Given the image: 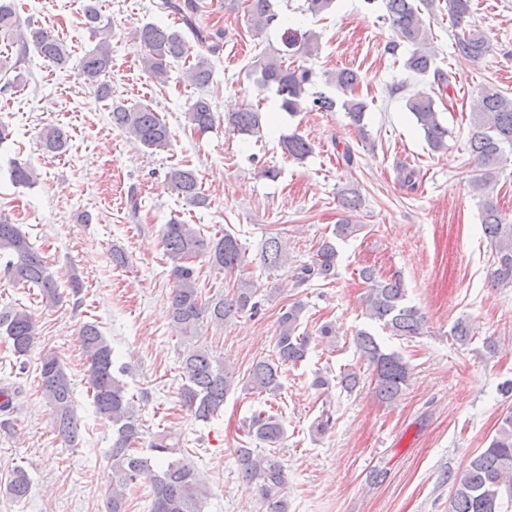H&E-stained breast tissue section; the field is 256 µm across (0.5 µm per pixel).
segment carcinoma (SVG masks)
<instances>
[{
  "mask_svg": "<svg viewBox=\"0 0 512 512\" xmlns=\"http://www.w3.org/2000/svg\"><path fill=\"white\" fill-rule=\"evenodd\" d=\"M248 21L251 28L261 32L277 21L278 14L272 0H247ZM388 20L397 32L399 41L388 51L395 55L400 42L413 46L403 61L408 72L424 76L433 66V55L428 50L429 33L424 15L435 14L436 0H383ZM448 17L455 28L451 42L452 54L459 59L478 62L490 51L486 37L468 27L470 0H445ZM160 9L182 16L187 31L199 47L195 62L190 64L185 77L191 85L202 89L212 80L210 56L223 48V33L211 32L193 20L198 6L195 0H161ZM84 25L100 39L93 50L77 63L84 80L96 87L97 95L108 100L112 95L110 84L102 77L111 68L112 51L109 42L112 30L102 24L97 6H84ZM0 34L8 35L25 47L33 43L43 58L58 65L69 62L63 43L48 31L31 26L21 27L13 7V0H0ZM143 51L144 71L155 78L167 75L171 63L187 56L189 41L178 30L149 23L136 32ZM255 83L260 89L275 92L282 111L294 115L304 109L307 87L312 83L311 69L298 65L291 67L274 53L260 56L253 64ZM361 81L359 72L342 68L333 73L331 82L341 91L353 89ZM435 91H418L406 100V108L420 125L430 148L435 152L448 149V126L436 109ZM341 107L361 136H366L364 119L368 104L360 99L347 98ZM188 123L201 134L213 129L217 113L211 100L197 96L186 110ZM112 125L128 134L136 143L148 149L168 146L171 133L167 124L148 106L127 107L111 105ZM224 124L245 136L262 134L264 118L259 108L251 105L224 114ZM45 148L50 152L64 150L65 133L57 127L42 132ZM284 153L295 160H303L312 152V144L295 132L280 139ZM512 149V98L499 88L485 84L472 94L471 128L466 149L476 167L469 178L472 190L484 197L481 224L485 237L494 248V262L490 284L496 288H512V220L503 215L489 200L496 181L497 168L506 149ZM12 181L21 186L36 183L37 175L27 163L16 162L11 169ZM167 188L186 204L206 207L209 198L201 189L198 176L192 169L172 168L166 175ZM339 207L346 213L360 208L362 200L354 188H344L337 196ZM360 230V225L340 219L333 237L322 240L311 260L295 269L293 279L303 285L314 279L332 280L336 277L338 252L335 239L347 238ZM162 245L170 262V276L174 280L170 301V318L174 327L188 339H193L206 323L217 328L246 313L255 314L259 301L257 289L242 280L231 296L205 299L197 288V270L190 264L196 257H205L218 272L232 274L246 265V248L229 231L220 236L205 237L190 224L172 218L161 230ZM0 273L6 279L24 288H36L43 300H60L58 285L43 257L34 248L28 236L18 225L0 218ZM260 262L267 269H278L288 264V255L277 237L267 238L261 247ZM366 284L363 300L367 317L389 331L392 336L414 337L423 334L425 317L406 303V288L400 275H379L366 267L361 271ZM304 304L295 302L278 318L279 332L275 354L252 364L243 389L275 395L281 389V367L296 365L305 360L310 337L299 331ZM473 329L464 319L456 321L450 336L464 346L471 342ZM0 334L10 341L14 353L27 355L36 342L33 316L25 310L0 314ZM83 355L88 364L86 379L92 390L96 413L112 422L113 437L109 459L112 466V489L107 512H127L126 487L154 463L159 474L152 485L150 512H203L208 491L193 467L176 457L179 451L171 434L160 432L152 437L147 451L136 447L141 425L137 419V401L126 385L115 376L112 346L95 323H85L79 331ZM360 359L371 370L375 396L384 403H394L402 395L411 377L409 363L398 353L385 350L374 335L359 330L353 338ZM181 368L186 383L181 391L183 405L198 420H208L224 407V400L236 387L234 372L224 368L212 349L197 342L182 353ZM40 380L44 398L54 415L53 428L63 442L76 447L81 439L80 424L73 409L71 380L58 357L46 352L40 358ZM285 434L281 416L256 412L248 422V435L269 447L280 443ZM241 478L257 486L265 512H288V503L281 495L285 484L284 465L274 454H260L255 448L236 449ZM452 495L448 512H503L504 496L512 498V409L501 419L488 445L473 454L459 471L448 472ZM30 480L19 469L6 486V492L16 500L27 496Z\"/></svg>",
  "mask_w": 512,
  "mask_h": 512,
  "instance_id": "cac0c4a2",
  "label": "carcinoma"
}]
</instances>
